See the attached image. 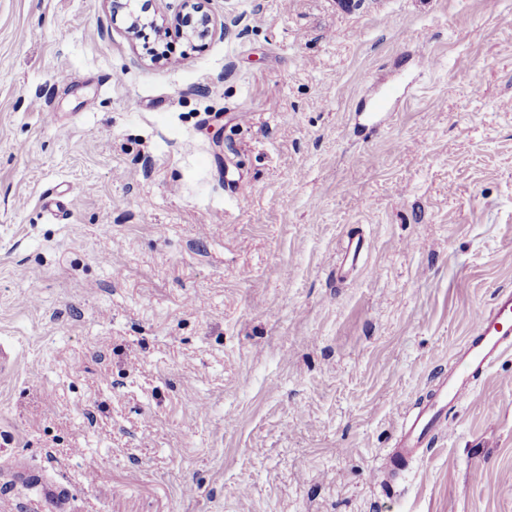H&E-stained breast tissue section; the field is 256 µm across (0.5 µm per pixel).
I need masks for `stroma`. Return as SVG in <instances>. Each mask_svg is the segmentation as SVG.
<instances>
[{
  "mask_svg": "<svg viewBox=\"0 0 512 512\" xmlns=\"http://www.w3.org/2000/svg\"><path fill=\"white\" fill-rule=\"evenodd\" d=\"M154 6L0 0V512H512V351L382 472L512 290V0ZM112 5V16L114 18L120 12L127 11L128 26L126 27L130 39H137L143 35V28H151L155 33L160 34L163 29V23H159L157 14L152 17H144L135 9H131V2L129 0H107ZM184 1L187 2V12L181 17V25L187 28L186 36L190 39H205L215 29L213 18L205 9L208 0Z\"/></svg>",
  "mask_w": 512,
  "mask_h": 512,
  "instance_id": "stroma-1",
  "label": "stroma"
}]
</instances>
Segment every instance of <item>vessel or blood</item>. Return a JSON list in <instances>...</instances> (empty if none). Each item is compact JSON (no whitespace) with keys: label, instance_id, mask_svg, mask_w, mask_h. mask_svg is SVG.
Segmentation results:
<instances>
[{"label":"vessel or blood","instance_id":"1","mask_svg":"<svg viewBox=\"0 0 512 512\" xmlns=\"http://www.w3.org/2000/svg\"><path fill=\"white\" fill-rule=\"evenodd\" d=\"M512 351V291L502 292L490 310L477 311L457 369L442 378L433 400L405 416L395 442V463L420 456L435 437L448 430V410L471 390L475 375L488 373Z\"/></svg>","mask_w":512,"mask_h":512}]
</instances>
